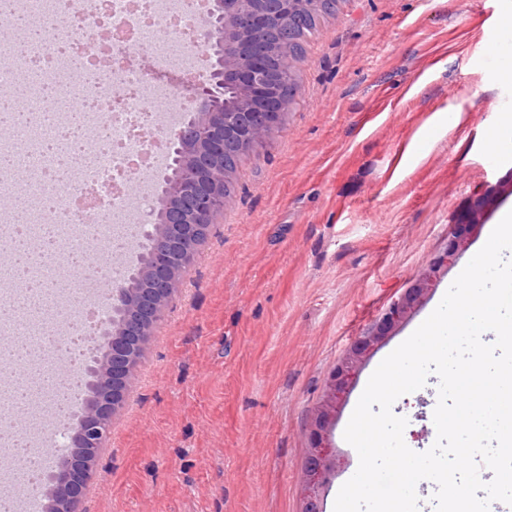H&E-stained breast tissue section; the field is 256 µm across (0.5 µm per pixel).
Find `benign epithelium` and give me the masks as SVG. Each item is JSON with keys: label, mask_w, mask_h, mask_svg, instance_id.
Masks as SVG:
<instances>
[{"label": "benign epithelium", "mask_w": 512, "mask_h": 512, "mask_svg": "<svg viewBox=\"0 0 512 512\" xmlns=\"http://www.w3.org/2000/svg\"><path fill=\"white\" fill-rule=\"evenodd\" d=\"M294 0H206L207 18L196 30L195 39L211 60L205 78L185 76L197 87L198 94L179 126L167 141L168 156L181 167L192 168L188 178L164 174L162 193L158 195L160 215L151 220L154 242L149 260L138 275L151 284L148 299L133 294L121 282L109 285V306L127 303L130 308L144 307L147 322L152 323L168 305L179 283L180 265L194 258L191 248L204 234L214 216L224 209V171L210 161L224 154V140L238 139L257 151L279 127L283 112L280 99L269 80V63L254 47L235 55L224 53V45L250 43V34L281 22L291 11ZM245 92L239 106L224 105L223 87ZM474 224H457L448 238L446 249L435 257L413 286L395 300L379 322L358 337L333 371L326 395L317 410L310 430L308 457L314 464L306 468L307 485L302 512H319L320 497L338 471L340 457L330 443V432L338 406L355 384L363 364L394 329L419 306L435 288L441 274L455 263L475 230ZM146 328L137 332L138 340L112 335L107 324L104 343L92 359V387L107 398L92 396L84 403L78 431L70 436V447L80 453L61 467L53 478L54 487L64 496L51 502L48 512H75V506L96 476L92 467L93 449L103 447L108 424L122 402L112 399V382L128 384L141 356Z\"/></svg>", "instance_id": "obj_1"}]
</instances>
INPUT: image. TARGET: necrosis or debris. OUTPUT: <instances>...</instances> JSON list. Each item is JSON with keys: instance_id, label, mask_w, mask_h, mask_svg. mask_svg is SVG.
<instances>
[{"instance_id": "4bbe7bcc", "label": "necrosis or debris", "mask_w": 512, "mask_h": 512, "mask_svg": "<svg viewBox=\"0 0 512 512\" xmlns=\"http://www.w3.org/2000/svg\"><path fill=\"white\" fill-rule=\"evenodd\" d=\"M90 14L109 40L131 42L146 50L155 69L198 70L201 50L191 33L199 22V0H8L0 8V26L17 28L21 18ZM55 72L54 96L79 93L81 120L52 117L50 124L20 127L12 143H0V155L25 147L29 156L31 205L26 217L0 210V247L27 240L48 267L84 265L83 293L58 288L54 303L62 319L37 322L40 341L26 354V386H18L0 363V447L9 449L0 467V483L36 485L49 471L43 443L61 446L70 430L64 391L82 390V366L93 334L106 323L108 304L102 284L126 274L136 258L138 231L146 223L155 195L153 174L164 169L166 137L179 124L176 107L155 112L150 102L170 99L173 91L148 80L143 69L111 70L96 38L70 43L39 39L24 52L0 50V85H28L44 96L35 77L43 67ZM83 197L90 211L111 214L118 232L87 235L73 210ZM54 216L56 235L35 237L33 227ZM43 286L32 269L0 267V308L17 314L30 293Z\"/></svg>"}]
</instances>
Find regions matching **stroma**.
<instances>
[{
    "label": "stroma",
    "mask_w": 512,
    "mask_h": 512,
    "mask_svg": "<svg viewBox=\"0 0 512 512\" xmlns=\"http://www.w3.org/2000/svg\"><path fill=\"white\" fill-rule=\"evenodd\" d=\"M512 0H339L298 64L301 90L235 174L236 192L143 345L86 495L95 512H302L309 430L352 342L475 225L456 265L365 362L331 443L380 361L438 306L512 210V146L486 139L512 111L484 41L512 49ZM437 375L396 400L404 441L432 447Z\"/></svg>",
    "instance_id": "stroma-1"
}]
</instances>
